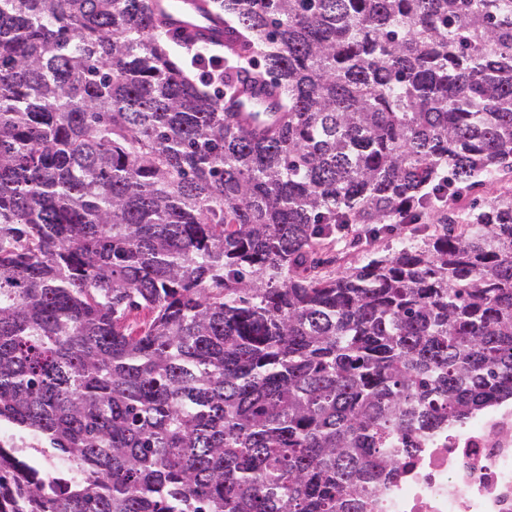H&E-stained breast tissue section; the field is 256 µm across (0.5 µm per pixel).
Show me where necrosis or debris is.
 Returning <instances> with one entry per match:
<instances>
[{
    "label": "necrosis or debris",
    "mask_w": 512,
    "mask_h": 512,
    "mask_svg": "<svg viewBox=\"0 0 512 512\" xmlns=\"http://www.w3.org/2000/svg\"><path fill=\"white\" fill-rule=\"evenodd\" d=\"M368 512H512V404L424 436Z\"/></svg>",
    "instance_id": "4bbe7bcc"
}]
</instances>
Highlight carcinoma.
<instances>
[{
	"label": "carcinoma",
	"mask_w": 512,
	"mask_h": 512,
	"mask_svg": "<svg viewBox=\"0 0 512 512\" xmlns=\"http://www.w3.org/2000/svg\"><path fill=\"white\" fill-rule=\"evenodd\" d=\"M209 7L188 59L153 0H0V423L70 466L1 451L4 512H363L512 400V191L442 203L512 174V0ZM245 86L241 85V92L236 97L234 104L236 111L239 114V120L242 128L245 131H252L257 129V127L250 116L255 114H265V112H252L257 103L267 99L266 96L258 93V89L266 87L267 85L263 78L257 76L253 80L248 81ZM364 251L362 245H353L352 237L336 245L334 251L327 253V257L336 259L335 262L326 266L325 271H339L346 267L353 266L363 259Z\"/></svg>",
	"instance_id": "cac0c4a2"
}]
</instances>
